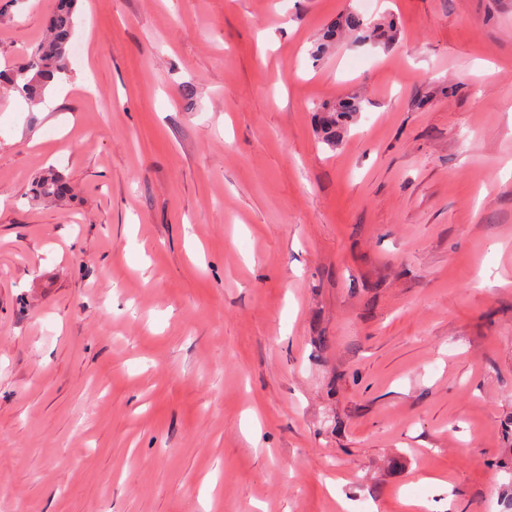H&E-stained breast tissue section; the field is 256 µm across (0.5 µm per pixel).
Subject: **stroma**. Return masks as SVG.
<instances>
[{
    "label": "stroma",
    "instance_id": "1",
    "mask_svg": "<svg viewBox=\"0 0 512 512\" xmlns=\"http://www.w3.org/2000/svg\"><path fill=\"white\" fill-rule=\"evenodd\" d=\"M74 20L66 91L0 81V512H512V0ZM338 26H342L343 29L358 34L359 37L363 38L382 36L385 35L386 31V26L382 27L381 23L365 19L358 12L347 13ZM360 112V106L355 100L344 101L338 104V107L330 110L328 115L322 117L321 131L323 137L328 143H335L340 138L343 122L353 113ZM70 190L63 178L54 171L41 173L35 181V194L42 199L63 202Z\"/></svg>",
    "mask_w": 512,
    "mask_h": 512
}]
</instances>
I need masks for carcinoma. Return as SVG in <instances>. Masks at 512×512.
Instances as JSON below:
<instances>
[{"label": "carcinoma", "instance_id": "obj_1", "mask_svg": "<svg viewBox=\"0 0 512 512\" xmlns=\"http://www.w3.org/2000/svg\"><path fill=\"white\" fill-rule=\"evenodd\" d=\"M74 4L75 0H58L49 19L48 37L37 52L19 65L10 76L12 85L28 96L34 104L45 88V79L64 70L67 47L74 30ZM340 26L363 38L382 36L386 31L382 24L368 20L358 12L347 13ZM358 111V102L348 100L323 116L321 131L325 141L336 142L340 138L343 122ZM35 194L42 199L62 202L69 196V188L58 173L46 171L36 178Z\"/></svg>", "mask_w": 512, "mask_h": 512}]
</instances>
